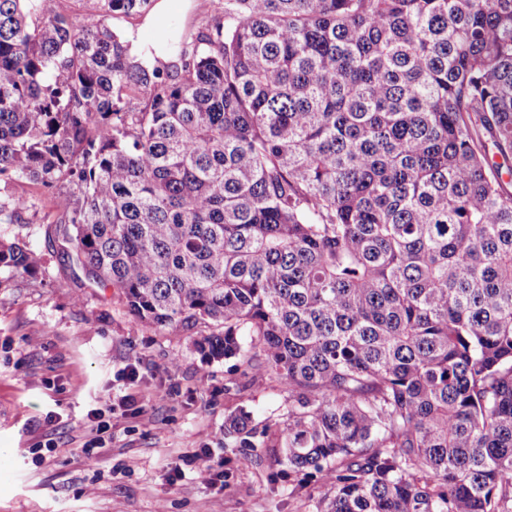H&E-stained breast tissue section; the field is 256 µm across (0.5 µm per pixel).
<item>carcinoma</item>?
Segmentation results:
<instances>
[{"mask_svg": "<svg viewBox=\"0 0 512 512\" xmlns=\"http://www.w3.org/2000/svg\"><path fill=\"white\" fill-rule=\"evenodd\" d=\"M100 2L0 0V224L37 186L136 322L280 385L225 416V480L512 512V0H220L172 70L113 25L154 0Z\"/></svg>", "mask_w": 512, "mask_h": 512, "instance_id": "cac0c4a2", "label": "carcinoma"}]
</instances>
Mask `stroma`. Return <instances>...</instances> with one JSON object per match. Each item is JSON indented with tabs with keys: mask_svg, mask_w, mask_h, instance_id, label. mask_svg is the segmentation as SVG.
I'll list each match as a JSON object with an SVG mask.
<instances>
[{
	"mask_svg": "<svg viewBox=\"0 0 512 512\" xmlns=\"http://www.w3.org/2000/svg\"><path fill=\"white\" fill-rule=\"evenodd\" d=\"M56 219L46 197L24 223L0 226L45 262L34 279L0 268V512H291L268 467L242 461L230 482L204 484L190 463L204 450L223 459L228 409L273 419L284 392L247 382L225 395L229 361L205 362L190 336L135 322L120 291L53 250ZM106 406L112 433L86 458L87 413ZM48 440L53 452L38 458Z\"/></svg>",
	"mask_w": 512,
	"mask_h": 512,
	"instance_id": "35a3bbf8",
	"label": "stroma"
}]
</instances>
